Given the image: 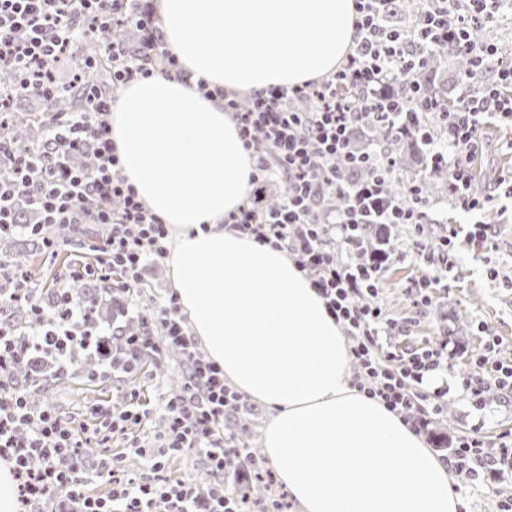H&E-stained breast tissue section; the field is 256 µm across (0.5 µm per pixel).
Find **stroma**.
Listing matches in <instances>:
<instances>
[{
	"mask_svg": "<svg viewBox=\"0 0 512 512\" xmlns=\"http://www.w3.org/2000/svg\"><path fill=\"white\" fill-rule=\"evenodd\" d=\"M488 149L481 162L486 174L482 191L495 196L496 201L485 213L484 220L496 229V248L482 257H474L470 251H462L460 258L448 273L449 291H436L432 306L421 318L412 335L402 337V344H412L421 337H432L448 332L456 350L455 367L448 378L430 379L426 392L447 387L448 401L443 413L433 420L420 436L428 448L436 449L438 456L447 451L437 448L435 435L454 439L458 434L478 431L491 437L502 431H512V409L500 407L496 399H488L484 410H475L461 387V379L469 371L468 354L480 341L478 325H485L497 335L512 341V292L504 290L487 276L488 268L499 269L501 274H512V202L498 200L496 177L500 171H512V152L501 149V133L487 129ZM429 270L414 257L393 260L382 277L383 299L396 314L410 311L411 305L404 293L413 280L427 276ZM52 391L56 408L64 416L85 418L87 406L97 403L109 405L118 401L116 383L84 382L72 379L54 381Z\"/></svg>",
	"mask_w": 512,
	"mask_h": 512,
	"instance_id": "1",
	"label": "stroma"
}]
</instances>
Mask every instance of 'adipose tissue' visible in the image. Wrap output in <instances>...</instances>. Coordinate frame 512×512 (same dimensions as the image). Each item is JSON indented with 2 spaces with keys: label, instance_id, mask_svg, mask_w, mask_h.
Returning a JSON list of instances; mask_svg holds the SVG:
<instances>
[{
  "label": "adipose tissue",
  "instance_id": "1",
  "mask_svg": "<svg viewBox=\"0 0 512 512\" xmlns=\"http://www.w3.org/2000/svg\"><path fill=\"white\" fill-rule=\"evenodd\" d=\"M185 73L125 87L109 121L123 174L170 226L167 263L209 361L270 412L265 456L301 512H459L447 466L351 385L343 329L284 251L223 227L252 162L210 88L251 94L335 71L354 0H158Z\"/></svg>",
  "mask_w": 512,
  "mask_h": 512
}]
</instances>
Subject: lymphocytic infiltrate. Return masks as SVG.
I'll list each match as a JSON object with an SVG mask.
<instances>
[{
	"instance_id": "1",
	"label": "lymphocytic infiltrate",
	"mask_w": 512,
	"mask_h": 512,
	"mask_svg": "<svg viewBox=\"0 0 512 512\" xmlns=\"http://www.w3.org/2000/svg\"><path fill=\"white\" fill-rule=\"evenodd\" d=\"M132 0H0V70L14 81L0 95V109L12 98L59 96L53 69L74 56L97 29L113 25ZM390 0H355L354 45L339 70L292 87H274L239 99L224 90L214 92L238 127L243 147L255 159L252 189L236 211L224 218L227 228L247 234L293 257L298 269L324 298L342 326L356 372L352 384L381 400L413 431L424 429L422 408L440 414L442 401L430 400L425 384L454 367L447 337L422 339L412 346L393 344L409 335L413 319L392 315L380 297L382 274L391 250L374 244L380 224L404 226L411 248L431 268V277L413 282L405 293L416 313L432 304V293L447 279L460 248L492 250L495 230L483 221L488 198L471 192L470 168L487 143L482 129L495 121L512 126V65H503L495 43L482 31L502 17L512 16V0H418L414 35L390 28L385 11ZM456 43L468 56L471 72L458 84V105L440 112L436 100L420 92L415 70L434 46ZM112 88L87 82L96 61L78 64L76 82L85 86L86 107L53 123L40 146L4 138L0 154L11 165L0 169V237L16 231L15 203L24 197L39 211L45 225L98 224L104 231L94 250L96 264L77 261L54 283L58 318L43 321L42 290L25 272L0 267V460L12 465L23 512H288L271 470L258 468L250 449L238 442L234 419H247L248 408L227 386L216 364L209 362L189 332L176 292L155 300L141 318L139 332L127 335L123 369L134 373L146 360H160L167 349L181 353V388L163 399L145 397L139 388L122 390L118 406L95 405L102 442L112 440L121 451H95L80 437L73 422L51 410H35L30 396L40 379L29 366L53 357L59 372H67L76 350L95 353L101 362L116 359L111 330L91 323L84 306L74 299L77 285L111 283L129 297L121 315L134 312L133 297L143 293V272L165 257L167 224L136 197L122 174L111 139L108 116L117 104V90L154 75L144 63L112 50ZM439 111L444 137L423 142L430 170L448 178V199L469 215L472 224H445L438 246L427 245L431 205L417 185L407 189L405 203L383 209L385 182L398 162L383 143L353 154L355 128L386 122L391 139L413 136L424 113ZM76 153L93 157L90 167L69 164ZM281 180L284 191L276 207H264V185ZM345 196V208L331 215L320 212L329 194ZM25 303L33 320L14 325L5 309ZM478 348L470 354V371L463 391L476 409L486 406L493 391L502 406L512 407V359L501 356L504 341L488 327L478 326ZM165 418L163 432L146 435L145 423ZM142 460L138 478L126 476L128 455ZM189 457L213 477L196 487L166 476V461ZM451 470L465 479L482 473L512 474V433L488 442L476 433L457 436L446 458ZM111 484L106 496L88 495L89 481Z\"/></svg>"
}]
</instances>
